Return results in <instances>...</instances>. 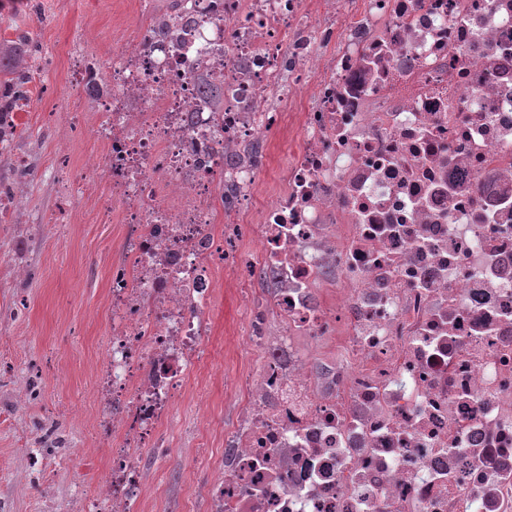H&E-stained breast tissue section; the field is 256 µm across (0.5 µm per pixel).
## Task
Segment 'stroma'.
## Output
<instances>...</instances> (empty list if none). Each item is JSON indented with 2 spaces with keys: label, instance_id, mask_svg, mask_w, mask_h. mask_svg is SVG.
I'll list each match as a JSON object with an SVG mask.
<instances>
[{
  "label": "stroma",
  "instance_id": "1",
  "mask_svg": "<svg viewBox=\"0 0 512 512\" xmlns=\"http://www.w3.org/2000/svg\"><path fill=\"white\" fill-rule=\"evenodd\" d=\"M139 19V0H0V46L29 32L31 97L14 115L19 136L0 154L35 166L0 222V512H106L111 436L95 400L112 326V267L125 225L102 215L109 186L92 164L103 154L93 113L73 81L76 58L102 63L113 40ZM210 311L211 357L190 378L167 428L169 446L146 451L133 512H210L224 460V427L235 418L234 371H254L255 352L227 334L260 282L242 271L219 277ZM233 372H226L225 362Z\"/></svg>",
  "mask_w": 512,
  "mask_h": 512
}]
</instances>
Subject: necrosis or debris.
Instances as JSON below:
<instances>
[{
    "instance_id": "obj_1",
    "label": "necrosis or debris",
    "mask_w": 512,
    "mask_h": 512,
    "mask_svg": "<svg viewBox=\"0 0 512 512\" xmlns=\"http://www.w3.org/2000/svg\"><path fill=\"white\" fill-rule=\"evenodd\" d=\"M152 0L112 53L103 375L132 512L243 224L270 281L211 512H512V0ZM224 88L199 98L196 78ZM287 184L254 198L274 136Z\"/></svg>"
}]
</instances>
